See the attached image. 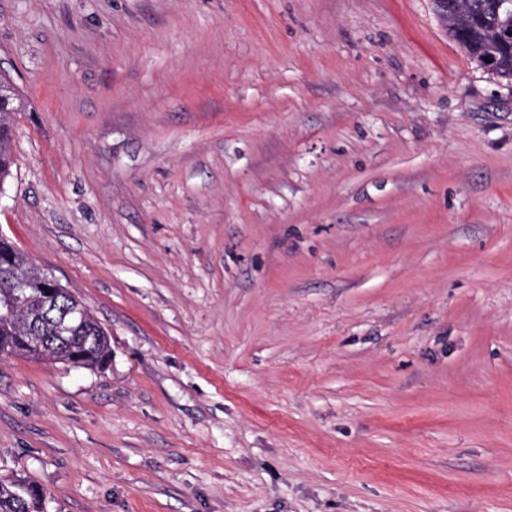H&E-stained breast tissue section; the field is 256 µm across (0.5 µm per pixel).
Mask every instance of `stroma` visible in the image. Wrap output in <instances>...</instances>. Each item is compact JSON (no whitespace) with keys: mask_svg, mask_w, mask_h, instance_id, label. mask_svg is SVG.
Here are the masks:
<instances>
[{"mask_svg":"<svg viewBox=\"0 0 512 512\" xmlns=\"http://www.w3.org/2000/svg\"><path fill=\"white\" fill-rule=\"evenodd\" d=\"M0 75L112 345L0 357L41 512H512V79L433 0H0Z\"/></svg>","mask_w":512,"mask_h":512,"instance_id":"obj_1","label":"stroma"}]
</instances>
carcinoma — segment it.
Segmentation results:
<instances>
[{"mask_svg": "<svg viewBox=\"0 0 512 512\" xmlns=\"http://www.w3.org/2000/svg\"><path fill=\"white\" fill-rule=\"evenodd\" d=\"M499 0H437L436 11L448 14V35L471 57L493 60L501 77L512 78V50L503 47L499 34L512 26V12L497 9ZM26 103L15 90L0 105V180L9 174L13 162L12 124L14 115L23 112ZM27 275L31 288L27 304L15 317L0 316V355L18 354L53 360L73 353L80 355L83 367L96 369L111 356L108 332L91 311L72 323L66 338H58L55 325L38 319V289L47 287L43 273L33 271L25 256L0 237V281L13 274ZM42 493L28 483L0 479V512H38Z\"/></svg>", "mask_w": 512, "mask_h": 512, "instance_id": "cac0c4a2", "label": "carcinoma"}]
</instances>
